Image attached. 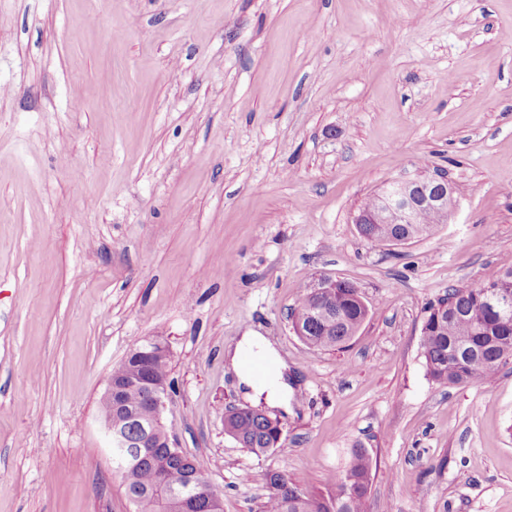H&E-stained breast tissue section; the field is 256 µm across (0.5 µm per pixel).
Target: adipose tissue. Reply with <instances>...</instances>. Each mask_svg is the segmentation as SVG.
<instances>
[{"label":"adipose tissue","mask_w":512,"mask_h":512,"mask_svg":"<svg viewBox=\"0 0 512 512\" xmlns=\"http://www.w3.org/2000/svg\"><path fill=\"white\" fill-rule=\"evenodd\" d=\"M247 353L254 354L274 364V372L266 382H256L249 371L245 369L242 358ZM225 358L241 385L246 387L249 398L254 400L263 398L269 404L282 408L287 407L288 393L290 391L288 384L284 380L287 365L278 356L268 340L258 331L253 329L246 330L236 346L226 350Z\"/></svg>","instance_id":"ef3b65f1"}]
</instances>
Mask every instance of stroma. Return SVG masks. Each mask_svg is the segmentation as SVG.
I'll return each mask as SVG.
<instances>
[{"label":"stroma","mask_w":512,"mask_h":512,"mask_svg":"<svg viewBox=\"0 0 512 512\" xmlns=\"http://www.w3.org/2000/svg\"><path fill=\"white\" fill-rule=\"evenodd\" d=\"M512 0H0V512H135L101 400L146 339L163 421L222 493L258 471L326 491L353 449L365 512H512V362L426 374V309L512 264ZM441 173L448 223L403 245L355 217ZM369 308L341 348L291 329L321 278ZM255 329L288 364L263 456L224 350ZM274 429L266 417L249 411L230 409L224 413V431L257 456L267 453Z\"/></svg>","instance_id":"stroma-1"}]
</instances>
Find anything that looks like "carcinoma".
<instances>
[{"label":"carcinoma","instance_id":"carcinoma-1","mask_svg":"<svg viewBox=\"0 0 512 512\" xmlns=\"http://www.w3.org/2000/svg\"><path fill=\"white\" fill-rule=\"evenodd\" d=\"M434 224L428 212L418 214L416 223L375 224L367 219L358 225L362 236L373 242L396 239L411 229L412 238L429 233ZM512 266L499 267L487 277L469 285L448 290L446 297L427 310L421 329V346L426 371L440 385H462L468 381L488 380L512 359V312L492 311L486 304L488 293L496 288L502 273ZM369 309L360 300L357 288L342 282L327 296L307 292L291 313V326L301 327L304 342L320 349H334L352 338L366 320ZM112 376L123 381L106 409L112 421L131 442L138 441L153 428L151 440L155 457L161 462L121 459L123 480L136 512H219L220 502L207 491L176 506L170 493L181 490L192 471L201 469L196 459H188L177 448L168 447L165 432L153 427L150 387L168 381L169 359L159 355H131L113 368ZM224 431L260 456L274 436L269 420L249 411L224 413ZM371 462L362 448H355L348 468L332 477L330 489L311 494L287 475L262 471L256 481L269 489L262 512H363L370 485Z\"/></svg>","mask_w":512,"mask_h":512}]
</instances>
